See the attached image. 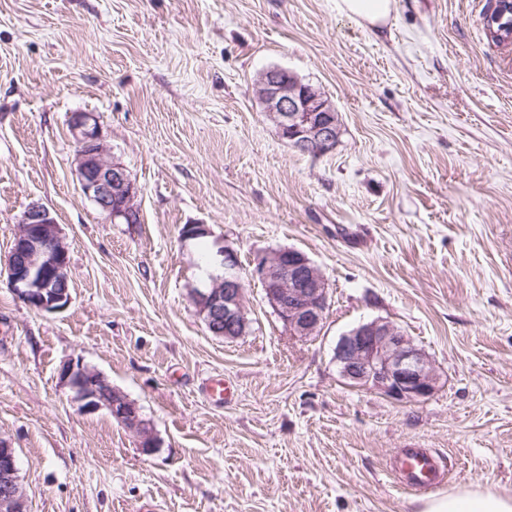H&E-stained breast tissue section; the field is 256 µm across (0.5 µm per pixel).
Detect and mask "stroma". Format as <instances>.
<instances>
[{"mask_svg":"<svg viewBox=\"0 0 512 512\" xmlns=\"http://www.w3.org/2000/svg\"><path fill=\"white\" fill-rule=\"evenodd\" d=\"M487 2L395 0L379 32L336 0H0V269L34 202L70 252L62 310L0 278V442L29 512H415L402 448L434 454L440 491L512 497V50L486 38ZM271 67L335 106L333 152L278 137L254 90ZM76 112L135 181L140 223L82 193ZM186 224L246 271L305 252L329 283L320 332L291 336L250 279L246 332L213 336ZM376 318L429 356L432 397L341 379L339 338ZM71 359L136 402L152 455L80 411ZM218 377L230 402L205 394Z\"/></svg>","mask_w":512,"mask_h":512,"instance_id":"obj_1","label":"stroma"}]
</instances>
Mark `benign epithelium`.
Returning a JSON list of instances; mask_svg holds the SVG:
<instances>
[{"instance_id":"benign-epithelium-1","label":"benign epithelium","mask_w":512,"mask_h":512,"mask_svg":"<svg viewBox=\"0 0 512 512\" xmlns=\"http://www.w3.org/2000/svg\"><path fill=\"white\" fill-rule=\"evenodd\" d=\"M255 94L280 139L298 152L321 156L339 140L336 109L318 88L279 67L262 71ZM77 142V178L83 193L114 223L140 213L138 187L125 167L107 158L96 117L78 113L69 121ZM220 268L210 284L192 292L207 330L216 337L235 339L248 325L245 280L237 252L220 246L212 256ZM69 248L48 208L30 204L21 215L5 267L9 287L25 305L54 312L71 301ZM248 276L262 283L266 299L290 334L315 335L328 306V282L314 262L294 248L256 256ZM340 377L350 386L383 394L399 402L431 397L439 376L411 337L383 319L362 322L343 334L334 349ZM61 380L88 413L106 410L136 438L138 448L151 455L160 442L137 404L113 398L114 388L97 370L68 361ZM0 512H28L16 450L0 441Z\"/></svg>"}]
</instances>
